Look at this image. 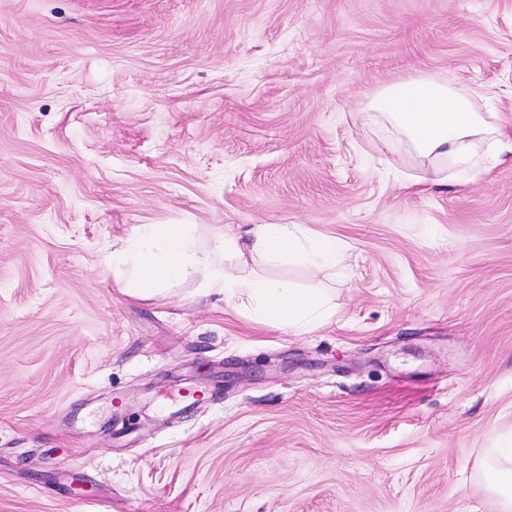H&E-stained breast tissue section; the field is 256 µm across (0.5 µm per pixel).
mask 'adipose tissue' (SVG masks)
Instances as JSON below:
<instances>
[{
    "label": "adipose tissue",
    "mask_w": 512,
    "mask_h": 512,
    "mask_svg": "<svg viewBox=\"0 0 512 512\" xmlns=\"http://www.w3.org/2000/svg\"><path fill=\"white\" fill-rule=\"evenodd\" d=\"M483 95L476 86L409 78L379 90L367 110L390 137L429 164L431 185L444 188L461 176L479 179L504 154H512V139L504 140L490 113L475 106ZM224 247L237 257L235 270H227L223 258L203 246L195 225L149 226L113 250L106 269L126 295L139 299L162 296L173 285L196 279V296L240 308L254 322L292 334L308 332L335 314L326 291L257 272L258 266L292 259L317 271L333 267L334 240L316 237L301 224H252L225 240ZM479 478L496 512H512V448L495 449L485 458Z\"/></svg>",
    "instance_id": "adipose-tissue-1"
}]
</instances>
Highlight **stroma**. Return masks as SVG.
Here are the masks:
<instances>
[{
    "label": "stroma",
    "instance_id": "obj_1",
    "mask_svg": "<svg viewBox=\"0 0 512 512\" xmlns=\"http://www.w3.org/2000/svg\"><path fill=\"white\" fill-rule=\"evenodd\" d=\"M418 75L512 137V0H0V512H492L512 446V156L427 174ZM142 224H302L309 333L103 271ZM203 399L187 406L179 393ZM483 95L476 86L408 78L379 90L367 112L390 137L404 142L430 165L433 177L408 180L446 188L448 180L461 176L481 178L504 154H512V139L505 141L490 120L495 116L475 107L474 101ZM479 466V478L496 512L512 511V448H493Z\"/></svg>",
    "mask_w": 512,
    "mask_h": 512
}]
</instances>
